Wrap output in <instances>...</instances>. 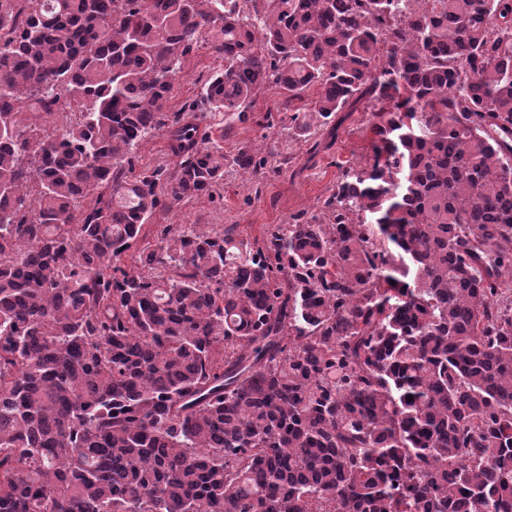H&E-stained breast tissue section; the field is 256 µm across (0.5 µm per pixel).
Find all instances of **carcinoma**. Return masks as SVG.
Instances as JSON below:
<instances>
[{
	"label": "carcinoma",
	"mask_w": 512,
	"mask_h": 512,
	"mask_svg": "<svg viewBox=\"0 0 512 512\" xmlns=\"http://www.w3.org/2000/svg\"><path fill=\"white\" fill-rule=\"evenodd\" d=\"M247 2L0 0V512H512V0ZM267 85L306 140L383 104L373 163L131 251L280 156L200 133ZM224 69V57L215 54L207 44L201 45L183 62L182 72L175 83L173 110L186 101L195 99L200 92L201 80ZM169 154L167 136L160 134L149 138L135 150L136 170L153 168L166 157L171 158Z\"/></svg>",
	"instance_id": "obj_1"
}]
</instances>
